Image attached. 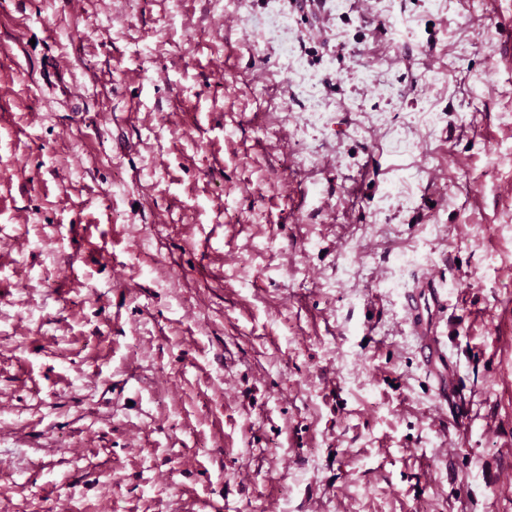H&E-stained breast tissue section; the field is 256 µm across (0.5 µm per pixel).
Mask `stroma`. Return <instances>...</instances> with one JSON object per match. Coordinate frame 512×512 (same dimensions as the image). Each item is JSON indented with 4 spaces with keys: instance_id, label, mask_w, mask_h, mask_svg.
I'll return each instance as SVG.
<instances>
[{
    "instance_id": "1",
    "label": "stroma",
    "mask_w": 512,
    "mask_h": 512,
    "mask_svg": "<svg viewBox=\"0 0 512 512\" xmlns=\"http://www.w3.org/2000/svg\"><path fill=\"white\" fill-rule=\"evenodd\" d=\"M1 100L0 512H512V0H0ZM448 309V300L437 288L434 278L422 276L415 288L405 297V310L411 325L412 334L418 345L419 354L424 370L432 376L437 385V393L441 401L447 402L451 396L457 409L464 410L462 396L456 390L454 368L448 364V353L431 327L425 312L435 316Z\"/></svg>"
}]
</instances>
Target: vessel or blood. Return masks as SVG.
Listing matches in <instances>:
<instances>
[{
	"instance_id": "b4317fda",
	"label": "vessel or blood",
	"mask_w": 512,
	"mask_h": 512,
	"mask_svg": "<svg viewBox=\"0 0 512 512\" xmlns=\"http://www.w3.org/2000/svg\"><path fill=\"white\" fill-rule=\"evenodd\" d=\"M448 300L432 277L418 279L415 288L405 297V310L411 331L418 345L421 363L437 385L440 399L456 396V376L448 363V353L431 327L430 314L445 312Z\"/></svg>"
}]
</instances>
